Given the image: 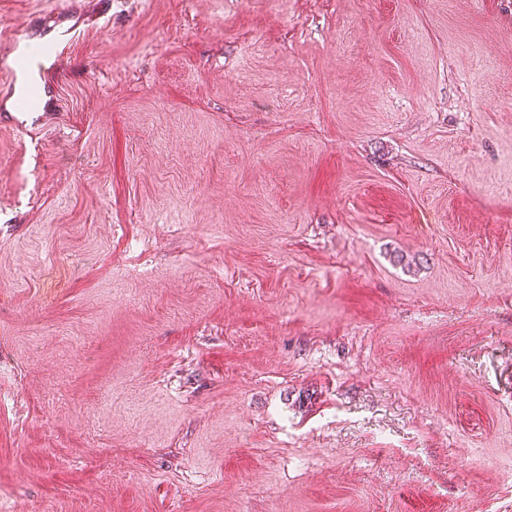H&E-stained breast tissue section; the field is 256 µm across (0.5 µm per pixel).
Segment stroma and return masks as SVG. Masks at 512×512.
Here are the masks:
<instances>
[{"label": "stroma", "instance_id": "35a3bbf8", "mask_svg": "<svg viewBox=\"0 0 512 512\" xmlns=\"http://www.w3.org/2000/svg\"><path fill=\"white\" fill-rule=\"evenodd\" d=\"M0 512H512V0H0ZM27 43L15 44L10 53L5 57L1 56L0 75H1V92L2 95L8 94L11 97H18L23 87L32 82H47L48 72L45 68L17 70L14 61L17 57L27 53ZM11 56V58H10Z\"/></svg>", "mask_w": 512, "mask_h": 512}]
</instances>
